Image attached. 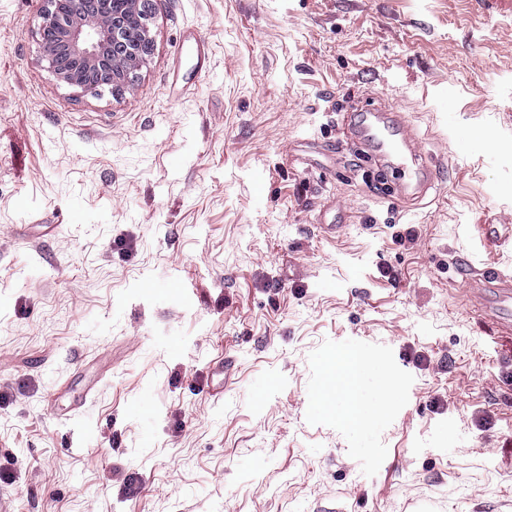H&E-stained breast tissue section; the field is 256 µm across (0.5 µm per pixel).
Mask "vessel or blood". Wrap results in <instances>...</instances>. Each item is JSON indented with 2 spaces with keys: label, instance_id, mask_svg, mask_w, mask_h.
I'll use <instances>...</instances> for the list:
<instances>
[{
  "label": "vessel or blood",
  "instance_id": "b4317fda",
  "mask_svg": "<svg viewBox=\"0 0 512 512\" xmlns=\"http://www.w3.org/2000/svg\"><path fill=\"white\" fill-rule=\"evenodd\" d=\"M350 129L354 136L372 141L399 172L400 200L412 204L421 199L439 176L422 156L416 138L394 111L365 107L354 113ZM475 277L491 291L488 310L501 333L512 335V278L492 268L475 270Z\"/></svg>",
  "mask_w": 512,
  "mask_h": 512
}]
</instances>
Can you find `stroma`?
<instances>
[{
    "instance_id": "obj_1",
    "label": "stroma",
    "mask_w": 512,
    "mask_h": 512,
    "mask_svg": "<svg viewBox=\"0 0 512 512\" xmlns=\"http://www.w3.org/2000/svg\"><path fill=\"white\" fill-rule=\"evenodd\" d=\"M42 6L0 0V512H512V335L468 275L512 276L477 238L512 225V0H153L96 95ZM367 105L447 169L415 205L346 136ZM346 349L395 390L359 428L314 410Z\"/></svg>"
}]
</instances>
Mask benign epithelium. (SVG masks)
<instances>
[{"label":"benign epithelium","mask_w":512,"mask_h":512,"mask_svg":"<svg viewBox=\"0 0 512 512\" xmlns=\"http://www.w3.org/2000/svg\"><path fill=\"white\" fill-rule=\"evenodd\" d=\"M41 60L57 80L83 93L122 87L143 65L142 44L152 42L151 0H43ZM145 17L139 29L137 15Z\"/></svg>","instance_id":"obj_1"}]
</instances>
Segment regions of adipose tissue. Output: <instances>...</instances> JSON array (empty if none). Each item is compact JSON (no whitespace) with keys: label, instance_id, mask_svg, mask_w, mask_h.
<instances>
[{"label":"adipose tissue","instance_id":"adipose-tissue-1","mask_svg":"<svg viewBox=\"0 0 512 512\" xmlns=\"http://www.w3.org/2000/svg\"><path fill=\"white\" fill-rule=\"evenodd\" d=\"M362 370L363 364L359 355L351 351L338 354L329 366L325 383L318 395V411L341 409L343 418L352 425L360 422L367 414L387 413L392 404L390 386H383L381 397L375 406H367L358 397L356 387Z\"/></svg>","mask_w":512,"mask_h":512}]
</instances>
